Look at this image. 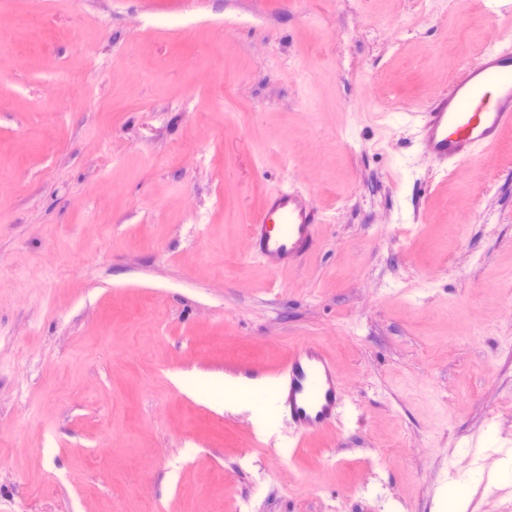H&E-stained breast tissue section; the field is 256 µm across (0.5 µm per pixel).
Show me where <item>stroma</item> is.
Segmentation results:
<instances>
[{
  "label": "stroma",
  "mask_w": 512,
  "mask_h": 512,
  "mask_svg": "<svg viewBox=\"0 0 512 512\" xmlns=\"http://www.w3.org/2000/svg\"><path fill=\"white\" fill-rule=\"evenodd\" d=\"M490 21L0 0V512H436L451 480L512 512L474 481L512 452V134L444 182L398 111ZM288 184L326 222L275 275L247 227ZM307 342L347 398L295 444L226 383Z\"/></svg>",
  "instance_id": "35a3bbf8"
}]
</instances>
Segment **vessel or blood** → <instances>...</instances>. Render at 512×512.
I'll use <instances>...</instances> for the list:
<instances>
[{
	"label": "vessel or blood",
	"instance_id": "obj_1",
	"mask_svg": "<svg viewBox=\"0 0 512 512\" xmlns=\"http://www.w3.org/2000/svg\"><path fill=\"white\" fill-rule=\"evenodd\" d=\"M402 117L417 125L421 156L448 176L497 147L512 132V35L492 26L482 54ZM323 221L307 194L292 187L269 192L248 226V252L275 274L298 268L318 245ZM239 392L261 399L266 421L288 420L301 435L335 425L347 397L335 362L315 343L298 347L272 383Z\"/></svg>",
	"mask_w": 512,
	"mask_h": 512
}]
</instances>
